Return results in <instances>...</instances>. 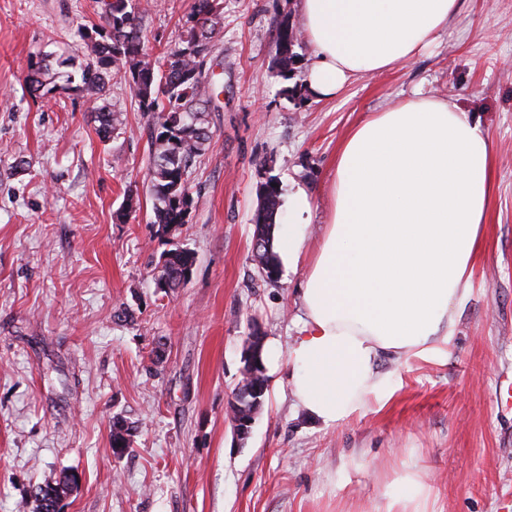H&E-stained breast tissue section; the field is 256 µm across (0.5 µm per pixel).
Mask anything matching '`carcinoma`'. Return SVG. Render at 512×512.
<instances>
[{"mask_svg": "<svg viewBox=\"0 0 512 512\" xmlns=\"http://www.w3.org/2000/svg\"><path fill=\"white\" fill-rule=\"evenodd\" d=\"M133 0H106L105 24L99 30L85 25L76 29L81 41L84 63L80 68L83 90L93 102L101 139L112 137L120 113L112 111L106 97L107 87L114 77H122L140 106L147 112L158 113L151 134V167L149 192L153 199L154 223L169 233L186 223L192 198L187 187V171L201 155L209 139L207 116L210 107L224 86L217 85L207 68L215 43L214 38L224 25L223 0H193L191 11L183 25L179 42L162 62L157 63L145 50L141 28ZM301 32L289 18H282L276 27L274 64L278 72L290 79L297 69L290 68L288 44H301ZM56 74L39 60L27 74V84L34 94H48ZM282 205L280 189L272 188L260 196L252 237L253 262L263 279L273 281L279 273V262L273 251L272 228L280 219ZM163 277L166 289L173 290L188 282L193 272L195 253L176 246L163 253ZM240 382L248 388L268 390L269 377L260 368L241 374ZM130 426L126 421L112 422V448L124 454L131 443ZM72 475L60 474L37 486L51 492L67 493Z\"/></svg>", "mask_w": 512, "mask_h": 512, "instance_id": "cac0c4a2", "label": "carcinoma"}]
</instances>
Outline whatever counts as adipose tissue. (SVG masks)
Segmentation results:
<instances>
[{"instance_id":"adipose-tissue-1","label":"adipose tissue","mask_w":512,"mask_h":512,"mask_svg":"<svg viewBox=\"0 0 512 512\" xmlns=\"http://www.w3.org/2000/svg\"><path fill=\"white\" fill-rule=\"evenodd\" d=\"M460 0H299L313 61L305 83L331 99L357 75L412 59L447 30ZM493 159L479 122L435 94L371 113L342 138L327 216L304 255L313 198L288 197L289 264H308L291 395L311 420L337 426L392 394L388 355L441 360L470 291L487 222ZM429 489L406 468L384 512H425Z\"/></svg>"}]
</instances>
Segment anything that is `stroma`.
Here are the masks:
<instances>
[{"instance_id": "35a3bbf8", "label": "stroma", "mask_w": 512, "mask_h": 512, "mask_svg": "<svg viewBox=\"0 0 512 512\" xmlns=\"http://www.w3.org/2000/svg\"><path fill=\"white\" fill-rule=\"evenodd\" d=\"M142 40L160 57L179 40L192 0H136ZM297 0H224L212 69L224 92L188 172L193 205L175 236L153 222L150 136L128 82L108 100L123 123L97 133L78 78L77 26H101V0H0V512H25L32 490L73 473L62 512H383L405 464L431 488L427 512H499L512 493V410L497 382L512 374V0H462L437 44L338 96H287L301 70L275 69V27ZM73 64L68 88L32 97L38 59ZM429 90L478 120L493 155V191L471 292L444 361L382 359L393 394L323 427L298 408L288 360L246 440L225 408L246 336L288 345L305 264L277 281L252 262L258 190L304 187L326 216L338 144L369 113ZM136 207L119 212L127 198ZM190 249V281L160 291L154 268ZM132 425L112 450V422Z\"/></svg>"}]
</instances>
